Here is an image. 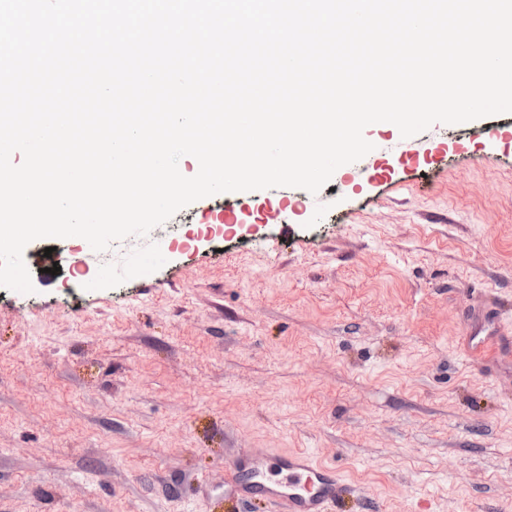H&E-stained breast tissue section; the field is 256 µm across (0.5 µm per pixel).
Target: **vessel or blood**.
Listing matches in <instances>:
<instances>
[{
	"label": "vessel or blood",
	"instance_id": "b4317fda",
	"mask_svg": "<svg viewBox=\"0 0 512 512\" xmlns=\"http://www.w3.org/2000/svg\"><path fill=\"white\" fill-rule=\"evenodd\" d=\"M507 328L500 317L473 323L465 350L477 357L498 348ZM224 492L241 503L261 496L278 512H326L329 505H344L357 496V484L340 470L303 452L274 455L265 448H250L227 466Z\"/></svg>",
	"mask_w": 512,
	"mask_h": 512
}]
</instances>
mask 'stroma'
<instances>
[{
  "instance_id": "35a3bbf8",
  "label": "stroma",
  "mask_w": 512,
  "mask_h": 512,
  "mask_svg": "<svg viewBox=\"0 0 512 512\" xmlns=\"http://www.w3.org/2000/svg\"><path fill=\"white\" fill-rule=\"evenodd\" d=\"M412 141L315 194L199 199L83 276L73 239L30 242L0 512H240L246 448L345 472V512H512V346L464 349L474 309L512 318V113Z\"/></svg>"
}]
</instances>
